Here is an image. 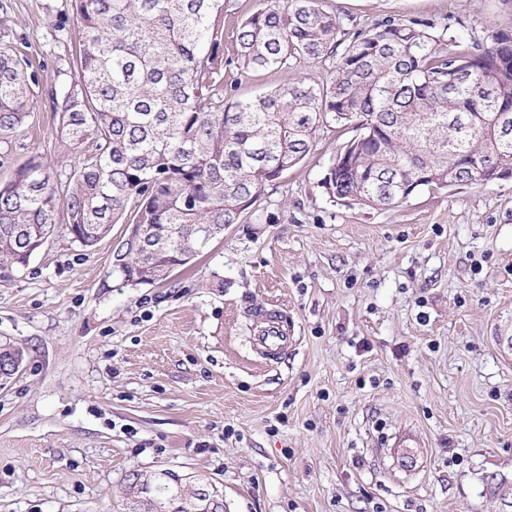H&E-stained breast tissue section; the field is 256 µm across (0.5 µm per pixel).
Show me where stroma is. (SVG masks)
<instances>
[{"instance_id":"1","label":"stroma","mask_w":512,"mask_h":512,"mask_svg":"<svg viewBox=\"0 0 512 512\" xmlns=\"http://www.w3.org/2000/svg\"><path fill=\"white\" fill-rule=\"evenodd\" d=\"M347 32L386 17L491 45L512 0H323ZM265 0H224V83L237 97L329 80L334 63L240 75L235 29ZM72 0H0V47L38 74L0 182L31 158L55 182L74 160L52 94L74 80ZM349 134L321 129L241 223L163 284L112 274L126 227L86 250L64 219L27 267L0 277V339L25 351L0 388V512H112L126 477L168 470L210 484L224 512H497L483 477L512 476V179L349 208L321 187ZM288 312L274 360L255 313ZM412 428L423 469L378 448Z\"/></svg>"}]
</instances>
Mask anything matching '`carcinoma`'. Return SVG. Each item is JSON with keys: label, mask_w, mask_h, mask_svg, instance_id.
Returning a JSON list of instances; mask_svg holds the SVG:
<instances>
[{"label": "carcinoma", "mask_w": 512, "mask_h": 512, "mask_svg": "<svg viewBox=\"0 0 512 512\" xmlns=\"http://www.w3.org/2000/svg\"><path fill=\"white\" fill-rule=\"evenodd\" d=\"M79 46L75 79L54 94L57 133L78 160L57 185L33 159L0 183V266H26L33 242L54 230L58 204L72 242L92 248L114 224L112 274L158 283L175 257H196L199 226L219 230L310 153L318 131L353 136L321 186L344 206L389 208L415 192L488 184L512 173V38L491 46L449 37L429 23L390 17L346 38L320 0H267L235 32V64L248 75L321 58L322 84L302 75L255 98L224 93V0H72ZM32 63L0 48V137L19 131L38 84ZM512 502V478L484 477ZM174 512H196L193 487H161Z\"/></svg>", "instance_id": "cac0c4a2"}]
</instances>
